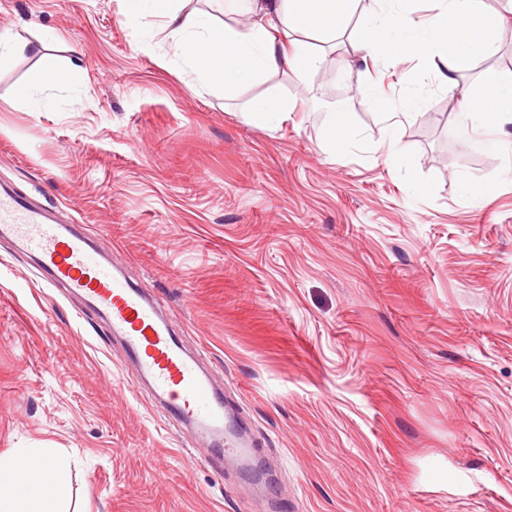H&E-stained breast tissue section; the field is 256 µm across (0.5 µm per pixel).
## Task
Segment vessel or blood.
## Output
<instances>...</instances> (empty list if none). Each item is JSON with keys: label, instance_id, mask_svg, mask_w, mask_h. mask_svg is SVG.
I'll list each match as a JSON object with an SVG mask.
<instances>
[{"label": "vessel or blood", "instance_id": "b4317fda", "mask_svg": "<svg viewBox=\"0 0 512 512\" xmlns=\"http://www.w3.org/2000/svg\"><path fill=\"white\" fill-rule=\"evenodd\" d=\"M0 239L34 258L48 285L65 288L106 317L134 377L148 382L177 424L229 464H249L254 440L243 436L239 419L228 417L223 392L186 352L146 286L129 282L86 234L15 192L0 191Z\"/></svg>", "mask_w": 512, "mask_h": 512}]
</instances>
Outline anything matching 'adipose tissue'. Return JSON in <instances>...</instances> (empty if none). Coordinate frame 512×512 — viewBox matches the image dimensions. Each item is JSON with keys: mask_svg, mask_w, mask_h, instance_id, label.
I'll list each match as a JSON object with an SVG mask.
<instances>
[{"mask_svg": "<svg viewBox=\"0 0 512 512\" xmlns=\"http://www.w3.org/2000/svg\"><path fill=\"white\" fill-rule=\"evenodd\" d=\"M185 0H122V13L133 26L161 30L175 66L190 70L209 89L233 95L245 86L282 72L305 80L319 71L321 50L296 41L309 30L334 38L358 0H232L235 23L216 24L205 12L188 11ZM408 0H374L362 18L355 50L360 63L395 61L413 53L446 88L458 74L494 49L503 21L501 11L484 0H437L428 20L412 18ZM512 123V79L489 69L479 94L463 96L455 123ZM33 476H24L22 466ZM71 462L48 448H17L0 454V512H67Z\"/></svg>", "mask_w": 512, "mask_h": 512, "instance_id": "adipose-tissue-1", "label": "adipose tissue"}]
</instances>
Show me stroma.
Listing matches in <instances>:
<instances>
[{
    "instance_id": "stroma-1",
    "label": "stroma",
    "mask_w": 512,
    "mask_h": 512,
    "mask_svg": "<svg viewBox=\"0 0 512 512\" xmlns=\"http://www.w3.org/2000/svg\"><path fill=\"white\" fill-rule=\"evenodd\" d=\"M271 76L227 98L120 0H0V185L81 224L224 386L273 488L212 460L139 388L104 319L0 241V453L73 462L69 512H512V168L418 59ZM512 60L458 76L479 89ZM72 85L22 98L47 61ZM289 102L275 128L249 101ZM421 105L389 129L381 99ZM349 115L339 151L327 112ZM474 192H466L464 183Z\"/></svg>"
}]
</instances>
